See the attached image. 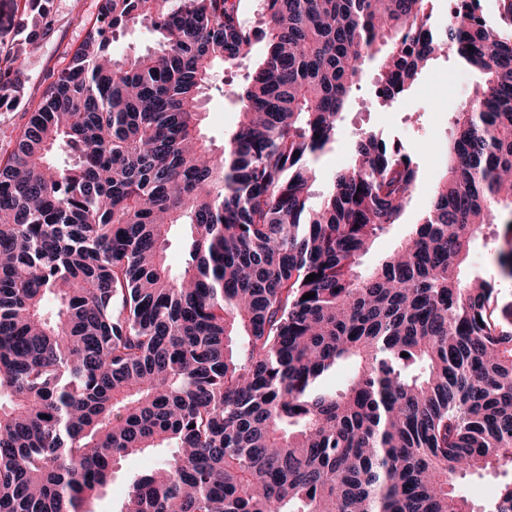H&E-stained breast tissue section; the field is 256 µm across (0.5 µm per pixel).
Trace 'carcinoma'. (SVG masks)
<instances>
[{"instance_id": "cac0c4a2", "label": "carcinoma", "mask_w": 512, "mask_h": 512, "mask_svg": "<svg viewBox=\"0 0 512 512\" xmlns=\"http://www.w3.org/2000/svg\"><path fill=\"white\" fill-rule=\"evenodd\" d=\"M49 2L26 0L30 45ZM475 2L258 0L255 26L237 0H97L0 155V512H93L155 448L119 512H512V303L467 271L512 214V39ZM130 25L157 39L116 58ZM259 41L218 152L201 95ZM445 54L483 84L421 219L365 270L418 165L363 131L315 204L313 162L365 61L391 104ZM22 64L0 52V106ZM499 237L512 279V220ZM488 471L506 480L476 504L460 481ZM155 462L156 458L150 454L128 457L123 462L121 471L115 475L112 481V489L95 502L94 510L98 512H115L119 510L120 503L126 492L128 477L151 467Z\"/></svg>"}]
</instances>
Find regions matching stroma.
I'll use <instances>...</instances> for the list:
<instances>
[{"label": "stroma", "mask_w": 512, "mask_h": 512, "mask_svg": "<svg viewBox=\"0 0 512 512\" xmlns=\"http://www.w3.org/2000/svg\"><path fill=\"white\" fill-rule=\"evenodd\" d=\"M95 14V0H51V29L27 56L22 76L23 97L17 104L0 107V153L7 151L10 141L25 125L28 110L42 99L54 75L68 64ZM264 54V43H257L252 58L236 68L217 72L216 78L223 81L224 91L210 93L206 98L201 121L203 135L215 148H223L225 133L239 120L240 103L235 90ZM377 72V61L366 62L362 88L348 103L334 149L318 162V188L323 191L333 175L350 164L359 133L373 130L401 142L419 165L418 187L401 224L376 240L372 252L363 259L367 268L389 253L420 219L439 176L438 162L443 146L451 137L454 116L466 108L482 83L481 76L458 58L441 57L418 77L405 98L383 105L371 95ZM154 462L149 454L128 457L115 475L111 490L95 502V512H118L129 476L151 467Z\"/></svg>", "instance_id": "35a3bbf8"}]
</instances>
